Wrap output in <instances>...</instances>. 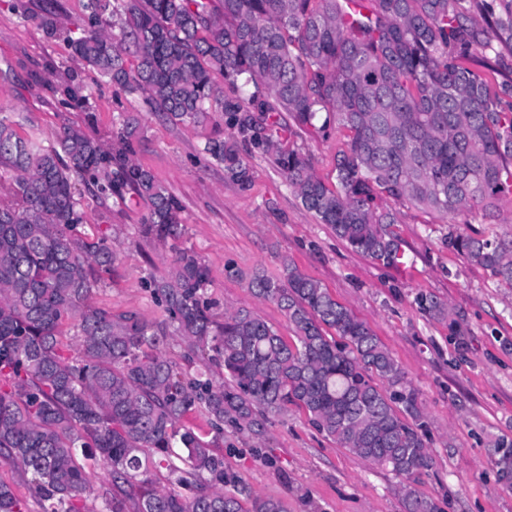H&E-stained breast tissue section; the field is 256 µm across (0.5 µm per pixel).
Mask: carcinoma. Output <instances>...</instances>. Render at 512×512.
Listing matches in <instances>:
<instances>
[{"mask_svg":"<svg viewBox=\"0 0 512 512\" xmlns=\"http://www.w3.org/2000/svg\"><path fill=\"white\" fill-rule=\"evenodd\" d=\"M21 18L172 123H202L217 106L320 223L378 265L399 262L389 227L401 207L465 224L480 214L492 224L504 222L499 203H512V0H87L79 36L50 15ZM471 58L481 68L464 65ZM61 104L84 111L89 96L72 79ZM293 125L325 139L346 131L335 182L316 175L311 155L284 146ZM140 126L130 113L101 143L65 124L45 145L0 112V460L31 475L42 512H79L91 491L82 455L109 467L104 512H126L128 502L135 512H282L272 499L224 490L234 483L224 458L183 424L199 409L218 430L228 420L259 434L268 415L292 405L339 447L397 478L430 468L418 396L398 363L366 322L286 257L276 276L233 265L224 273L278 305L289 341L246 307L217 322L209 268L188 248L149 282L165 319L91 302L116 252L106 235L75 234L86 222L75 182L103 205L132 191L148 204L142 230L151 238L184 235L181 202L134 159ZM204 151L250 189L235 140L213 139ZM448 247L512 288L511 240L450 231ZM416 301L448 322L449 335H462L446 302ZM70 319L79 332L72 355L59 339ZM172 336L224 366L227 381L215 385L207 371L192 375L168 359ZM177 443L180 466L170 454ZM494 452L498 480L512 482V438L497 439ZM161 470L191 494L156 485L150 473ZM406 509L441 512L436 499L411 490ZM0 512H25L2 480Z\"/></svg>","mask_w":512,"mask_h":512,"instance_id":"obj_1","label":"carcinoma"}]
</instances>
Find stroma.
Returning a JSON list of instances; mask_svg holds the SVG:
<instances>
[{"instance_id":"1","label":"stroma","mask_w":512,"mask_h":512,"mask_svg":"<svg viewBox=\"0 0 512 512\" xmlns=\"http://www.w3.org/2000/svg\"><path fill=\"white\" fill-rule=\"evenodd\" d=\"M86 0H0V108L9 110L21 133L44 142L65 123H88L94 137L109 141L121 114L141 116L135 160L150 169L182 205L185 233L180 247L194 250L208 266L207 290L217 313L245 306L288 335V323L271 301L251 296L246 282L225 277L232 264L275 275L282 258L325 286L340 304L366 321L418 393L433 458L428 470L403 483L376 463L340 448L296 408L269 417L261 435L216 431L205 415L190 414L224 469L252 495L279 501L284 512H405L407 490L435 498L442 512H512V489L497 482L494 440L512 437V288L449 249L445 219L402 210L395 230L406 266L383 267L353 252L328 225L319 223L289 188L268 156L238 136L252 172L243 191L224 167L205 153L206 143L230 134L221 112L201 124H173L151 111L141 95L121 91L76 62L65 43L45 38L21 13L52 15L64 27L80 25ZM74 76L90 96L91 111L64 109L54 92ZM297 146L311 154L315 172L333 181L337 139L314 129L300 131ZM76 194L87 221L81 236L108 235L117 253L100 273L91 300L120 313L163 320L165 312L146 286L173 255L170 245L147 237L148 211L131 193L100 204L84 185ZM430 293L457 313L465 336L424 316L415 303Z\"/></svg>"}]
</instances>
